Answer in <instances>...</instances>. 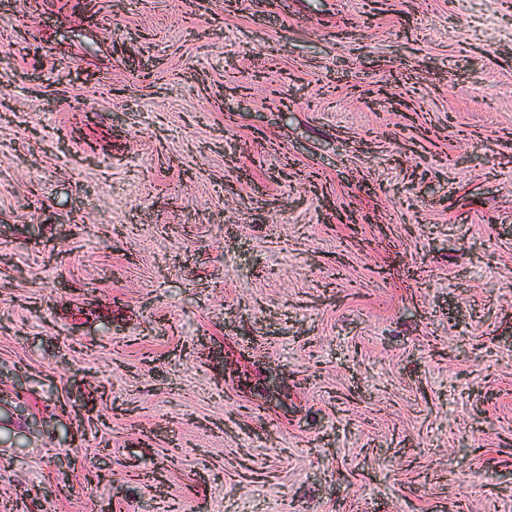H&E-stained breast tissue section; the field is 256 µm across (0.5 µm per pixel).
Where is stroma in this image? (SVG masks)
<instances>
[{
  "instance_id": "1",
  "label": "stroma",
  "mask_w": 512,
  "mask_h": 512,
  "mask_svg": "<svg viewBox=\"0 0 512 512\" xmlns=\"http://www.w3.org/2000/svg\"><path fill=\"white\" fill-rule=\"evenodd\" d=\"M0 512H512L507 0H0Z\"/></svg>"
}]
</instances>
